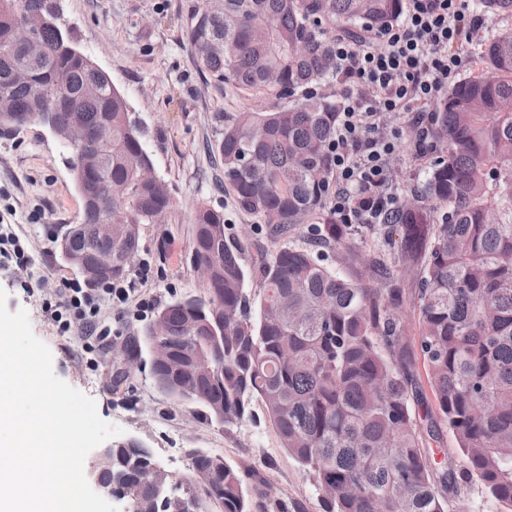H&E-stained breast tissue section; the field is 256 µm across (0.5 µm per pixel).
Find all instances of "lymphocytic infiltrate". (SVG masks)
Listing matches in <instances>:
<instances>
[{"mask_svg":"<svg viewBox=\"0 0 512 512\" xmlns=\"http://www.w3.org/2000/svg\"><path fill=\"white\" fill-rule=\"evenodd\" d=\"M483 24L480 16L468 14L467 0H405L399 23L368 28L358 38H337L338 78L362 83L344 103L331 145L336 181L331 212L337 223L378 224L394 208L396 201L384 188L395 143L382 133L381 117L411 113L419 138H426L432 107L458 74V49ZM127 296V288L111 282L97 288L71 283L54 319L62 332L103 339L109 331L101 324L102 303Z\"/></svg>","mask_w":512,"mask_h":512,"instance_id":"obj_1","label":"lymphocytic infiltrate"}]
</instances>
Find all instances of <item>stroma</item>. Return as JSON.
I'll return each instance as SVG.
<instances>
[{
    "mask_svg": "<svg viewBox=\"0 0 512 512\" xmlns=\"http://www.w3.org/2000/svg\"><path fill=\"white\" fill-rule=\"evenodd\" d=\"M58 2L80 50L109 73L124 95L154 173L175 205L162 223L143 225L141 263L129 276L136 293L152 298L153 310L142 313L131 303L103 305L101 318L112 332L102 348L74 333H60L52 307L61 282L75 274L60 256L57 237L82 220L71 152L37 120L0 129V228L15 233L31 257L27 264L9 261L0 267L8 310L28 311L34 333L52 351L55 375L91 396L104 421L120 427L123 439L142 441L168 471L190 475L193 452L203 450L261 471L288 512H322L313 482L282 447L260 401H253L251 419L224 426L159 390L148 350L138 351L134 368L125 356L153 320L155 308L208 294L192 260V218L198 206L223 213L229 233L245 243L250 265L259 266L273 252L267 225L239 207L212 152L226 116L265 109L269 100L198 71L187 38L188 16L197 0ZM381 126L397 138L387 191L400 201L419 188L426 163L416 154L417 132L407 114H384Z\"/></svg>",
    "mask_w": 512,
    "mask_h": 512,
    "instance_id": "35a3bbf8",
    "label": "stroma"
}]
</instances>
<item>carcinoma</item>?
<instances>
[{
	"mask_svg": "<svg viewBox=\"0 0 512 512\" xmlns=\"http://www.w3.org/2000/svg\"><path fill=\"white\" fill-rule=\"evenodd\" d=\"M11 0H0V94L20 111L79 114L88 132L112 119V149L96 169L77 155L71 170L112 184V209L127 223L112 229V278L139 259L140 229L174 206L167 187L139 181L150 161L122 94L60 41L59 22L38 28L46 55L28 63L14 46ZM36 24L56 0H21ZM484 12L512 17V0H478ZM401 0H199L187 36L197 69L219 82L267 95L265 112L224 121L215 145L242 210L286 236L321 215L333 189L329 146L342 110L319 89L336 71V34L384 27ZM275 15L279 25L264 27ZM483 67L435 104L425 151L435 154L411 206L401 201L387 233L400 228L390 258L329 219L311 228L315 246L361 267L349 276L293 241L262 265L245 263L243 242L224 215L196 210L193 263L208 265V297L177 298L160 311L174 351L168 368L152 367L156 384L224 425L250 418L258 399L282 447L308 473L323 512H451L471 487L512 512V35L485 42ZM27 67L24 84L11 71ZM102 209L83 205V231L70 241L90 258L103 243L93 230ZM415 287H403L408 277ZM256 296L248 294L250 286ZM413 305L418 335L399 308ZM213 362L209 378L174 377L180 365ZM425 367L430 407L414 378ZM452 433L455 446L441 443ZM132 500L149 506L153 488L138 468L126 472ZM190 512H288L256 469L228 463L208 487L177 488Z\"/></svg>",
	"mask_w": 512,
	"mask_h": 512,
	"instance_id": "cac0c4a2",
	"label": "carcinoma"
}]
</instances>
